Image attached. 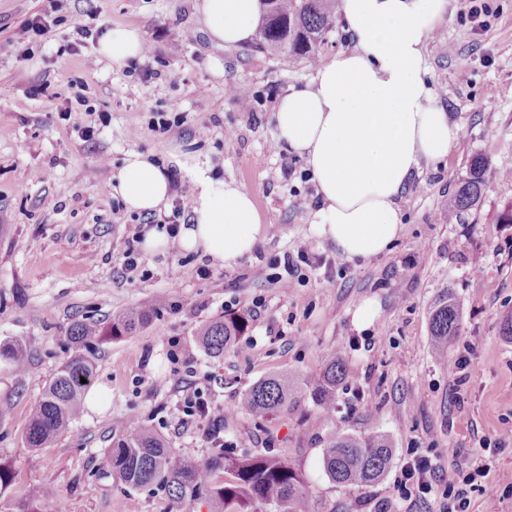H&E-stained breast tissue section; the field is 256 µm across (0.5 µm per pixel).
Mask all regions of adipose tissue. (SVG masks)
Wrapping results in <instances>:
<instances>
[{"label":"adipose tissue","instance_id":"obj_1","mask_svg":"<svg viewBox=\"0 0 512 512\" xmlns=\"http://www.w3.org/2000/svg\"><path fill=\"white\" fill-rule=\"evenodd\" d=\"M450 0H341L353 46L291 88L275 112L276 144L304 159L321 206L313 232L347 260L387 253L401 236L398 199L422 164L443 160L460 138L426 79L424 49ZM209 35L227 47L256 33L257 0H200ZM191 215L179 245L229 264L262 234L252 195L194 161ZM108 187L148 214L169 200L164 168L129 152Z\"/></svg>","mask_w":512,"mask_h":512}]
</instances>
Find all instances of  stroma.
<instances>
[{
  "label": "stroma",
  "instance_id": "35a3bbf8",
  "mask_svg": "<svg viewBox=\"0 0 512 512\" xmlns=\"http://www.w3.org/2000/svg\"><path fill=\"white\" fill-rule=\"evenodd\" d=\"M198 0H0V343L23 339L25 372L0 358V463L13 480L0 491V512H20L33 487H54L47 512H170L163 488L131 489L107 465L122 433L120 419L155 429L173 453L203 463L216 449L174 429V409L186 383L207 390L224 409L229 456L263 454L291 462L312 488L320 512H439L458 468L486 466L495 494L472 490L467 512H512V338L502 322L512 314V0H486L473 22L467 0H450L439 35L425 49L427 79L462 133L448 156L423 165L401 195L404 230L390 253L352 262L311 229L319 206L305 163L288 151L270 152L274 114L291 87L305 84L307 59L280 61L255 43L227 47L213 40ZM58 22L41 38L24 25L44 9ZM84 13L96 40L73 49L70 15ZM115 28L138 30L151 54L113 61L96 42ZM247 86L251 111H241L229 86ZM84 96L90 124L107 113L108 127L84 141L58 116ZM184 122L159 135L153 113ZM208 162L211 175L233 180L255 202L262 235L251 255L231 265L194 252L143 254L148 278L126 277L129 239L144 236V215L127 211L107 182L129 151ZM495 173L481 200L447 219L474 155ZM53 199L54 208L43 205ZM306 198L305 210L295 201ZM307 249L329 269L302 267L295 290L282 294L274 276H256L270 257ZM205 266L200 278L193 270ZM450 290L460 311L448 364L430 357L428 312ZM165 306L134 334L94 346L93 387L105 393L69 428L40 448L26 440L29 415L73 352L74 320L102 323L157 298ZM375 317L355 330L357 308ZM243 314L247 331L237 348L214 358L201 346L199 325ZM179 347H171L172 339ZM475 346L466 382L454 363L458 344ZM342 354L353 375L339 385L336 405L313 402L265 418L235 412L242 392L276 373L313 374ZM384 432L393 459L382 480L357 489L329 480L324 448L344 434ZM498 440L480 448V440ZM439 468L436 494L400 501L396 481L408 449Z\"/></svg>",
  "mask_w": 512,
  "mask_h": 512
}]
</instances>
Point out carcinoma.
<instances>
[{
    "mask_svg": "<svg viewBox=\"0 0 512 512\" xmlns=\"http://www.w3.org/2000/svg\"><path fill=\"white\" fill-rule=\"evenodd\" d=\"M258 46L288 60L319 58V48L335 28L337 0H259ZM491 167L487 159H470L466 177L459 181L449 213L465 210L481 199L489 184ZM160 310L153 304L126 311L102 325L77 320L68 336L74 354L59 369L34 405L27 427V442L40 448L68 429L80 414L87 382L96 370L83 350L108 338L118 339L147 324ZM459 309L448 291L439 295L429 309L432 354L438 361L448 358V347L458 336ZM248 327L243 315L223 316L202 325L200 342L212 357L239 344ZM0 356L22 373L27 367L23 342L0 345ZM351 374L346 360L335 355L319 373L303 377L274 374L253 384L240 397L236 410L261 418L291 412L302 401L326 409L336 404V387ZM86 382H81V379ZM393 457L391 441L385 434L341 435L324 449L322 466L326 475L343 486H363L382 479ZM112 471L132 488L160 486L167 490L175 512L200 501L208 512H318L313 492L297 470L286 461L267 455L241 458L216 456L205 463L174 458L171 448L159 435L131 420L121 438L107 452ZM226 474L223 481L217 472Z\"/></svg>",
    "mask_w": 512,
    "mask_h": 512,
    "instance_id": "obj_1",
    "label": "carcinoma"
}]
</instances>
